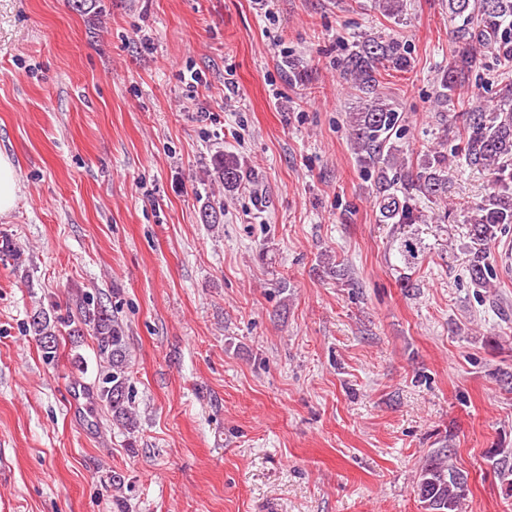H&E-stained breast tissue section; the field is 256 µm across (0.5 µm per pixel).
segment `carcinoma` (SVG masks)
Segmentation results:
<instances>
[{
  "label": "carcinoma",
  "mask_w": 512,
  "mask_h": 512,
  "mask_svg": "<svg viewBox=\"0 0 512 512\" xmlns=\"http://www.w3.org/2000/svg\"><path fill=\"white\" fill-rule=\"evenodd\" d=\"M375 6L388 18L403 14L404 0H376ZM453 31L462 47L448 62L440 77L439 97L451 99L476 64L478 50L493 47L506 62H512V0H448ZM412 62L395 38L371 35L356 42L341 62L343 76L361 94L362 106L349 113V127L358 161L366 171L375 172V203L387 224H413L419 219L409 200L424 197L441 201L447 192L448 153L437 147L424 154L416 168H406L404 149L399 146L401 113L379 93L384 72L406 73ZM462 144L454 152L464 154L470 165L491 175V191L474 203L468 216L473 246L469 252L468 274L478 288L490 287L495 269L490 262V246L512 226V108L482 105L463 113ZM402 170L401 185L394 189L392 170ZM211 182L226 190L239 186L243 167L237 155L227 152L213 159L208 171ZM398 252L411 268L425 260L420 239H400ZM28 330L37 337L45 361L56 360L59 337L77 339L90 332L96 340L100 369L93 382L97 398L106 408L112 424L132 434L138 428L134 411L135 391L131 383V352L126 327L117 311L109 309L88 292L76 296L75 311L59 312L58 307L34 310ZM501 490L512 496V456L502 448H492ZM468 492V475L452 461L447 443L428 451L420 460L414 493L424 512H462Z\"/></svg>",
  "instance_id": "obj_1"
}]
</instances>
